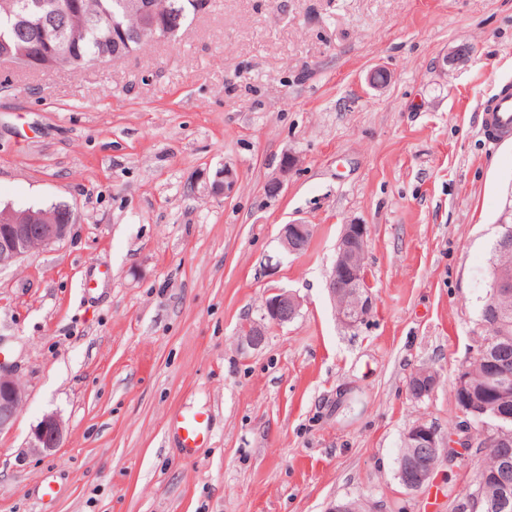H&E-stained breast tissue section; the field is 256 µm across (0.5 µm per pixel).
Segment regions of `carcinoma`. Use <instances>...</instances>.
Here are the masks:
<instances>
[{
  "label": "carcinoma",
  "instance_id": "obj_1",
  "mask_svg": "<svg viewBox=\"0 0 512 512\" xmlns=\"http://www.w3.org/2000/svg\"><path fill=\"white\" fill-rule=\"evenodd\" d=\"M24 8L19 17L8 18L0 14V57H16L23 50V36L14 30L17 25L31 29L55 21L59 26L57 37L72 43L73 50L81 59L80 66L93 65L98 61L112 60V37L120 39L119 57L124 58L149 42L148 37H137L127 42L122 34L148 31V21L127 11L126 0H81L77 12L68 10L69 0H18ZM196 0H157V15L161 19L171 14V4H176L182 16L175 40L195 16ZM512 280V216L500 222V232L494 245L492 267L489 273V290L481 306V322L485 335L478 341L472 356L470 384L473 395L495 389L497 397L489 401L487 416L503 427L509 443L501 446L478 448L482 454L481 467L498 473L512 489V293L496 287L497 280ZM508 362L506 371L494 380L484 371V366Z\"/></svg>",
  "mask_w": 512,
  "mask_h": 512
}]
</instances>
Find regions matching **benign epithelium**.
I'll use <instances>...</instances> for the list:
<instances>
[{"instance_id":"1","label":"benign epithelium","mask_w":512,"mask_h":512,"mask_svg":"<svg viewBox=\"0 0 512 512\" xmlns=\"http://www.w3.org/2000/svg\"><path fill=\"white\" fill-rule=\"evenodd\" d=\"M55 27L43 30L29 38L26 54L21 62L33 70H46L56 64L58 53L69 51L63 44L52 43ZM69 225L58 224L52 212L32 210L16 211L11 208L0 209V270L15 265L35 247H47L62 239L68 233ZM311 230L310 225L302 222L286 224L280 231L284 248L291 254L298 253L302 238ZM366 228L362 224L345 225L337 246V257L333 265V276L328 278L327 287L331 296H336V288L343 287L353 299V309L336 308L339 319L348 326L362 320L373 305L368 285L361 282V257L366 249ZM299 311L297 297L281 290L265 302V319L274 324H283L292 320ZM240 335L245 342L258 347L264 341V330L255 324L241 326ZM25 398V390L14 376L0 368V433L13 427L14 421ZM476 417L485 415V410L470 408L461 412L463 423L459 428L460 436L454 437V443L447 445L438 430L425 421L414 424L404 435V439L413 448H420L424 458L412 463L410 470L413 479L405 483L411 491H419L434 482L436 469L429 465L428 457L436 456L442 448L450 446L457 449L454 458L462 456L478 446L490 444L506 445L509 438L502 429L492 423L482 424L476 429L474 423L466 419V413ZM62 426L59 419L48 414L32 432L29 447L39 452H50L60 446Z\"/></svg>"}]
</instances>
